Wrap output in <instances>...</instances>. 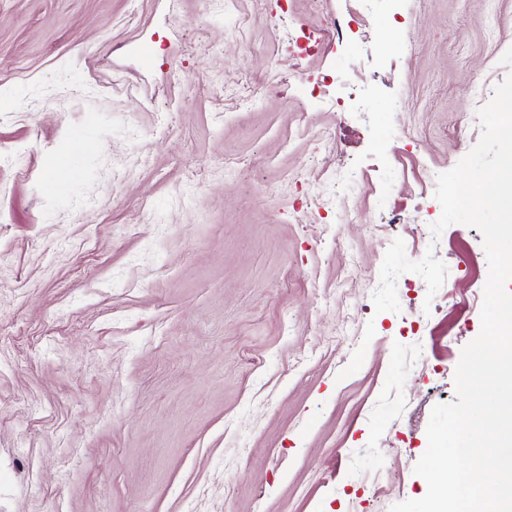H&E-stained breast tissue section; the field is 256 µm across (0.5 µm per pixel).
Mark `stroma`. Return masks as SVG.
Wrapping results in <instances>:
<instances>
[{"label": "stroma", "instance_id": "stroma-1", "mask_svg": "<svg viewBox=\"0 0 512 512\" xmlns=\"http://www.w3.org/2000/svg\"><path fill=\"white\" fill-rule=\"evenodd\" d=\"M328 12L342 35L288 55ZM511 73L512 0H0V512L425 496L488 278L478 229L433 237L426 173ZM398 238L447 277L379 314Z\"/></svg>", "mask_w": 512, "mask_h": 512}]
</instances>
